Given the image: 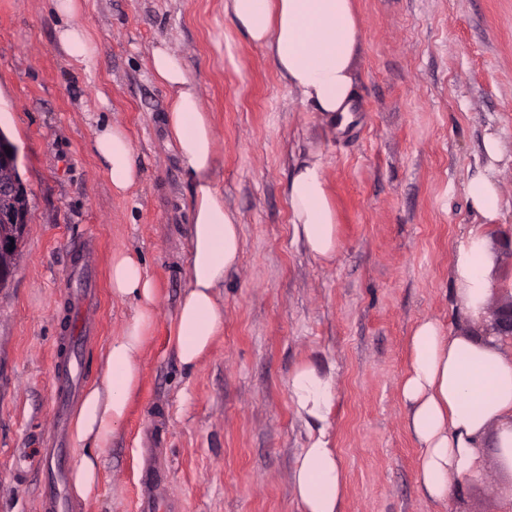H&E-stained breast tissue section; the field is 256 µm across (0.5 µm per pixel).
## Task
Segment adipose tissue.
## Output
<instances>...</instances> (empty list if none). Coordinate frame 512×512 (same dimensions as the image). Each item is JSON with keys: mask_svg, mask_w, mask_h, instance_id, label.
Returning <instances> with one entry per match:
<instances>
[{"mask_svg": "<svg viewBox=\"0 0 512 512\" xmlns=\"http://www.w3.org/2000/svg\"><path fill=\"white\" fill-rule=\"evenodd\" d=\"M53 9L70 20L58 33L60 52L79 65L98 58L99 46L81 20L79 0H53ZM224 13L249 42L265 50L305 105L329 121L352 122L351 64L361 39L353 0H224ZM149 70L169 92L167 132L194 180L188 286L172 329L179 361L191 368L224 329L216 291L240 262L244 241L235 214L213 183L212 125L182 58L167 46L153 47ZM93 149L113 191L125 193L138 182L135 152L122 127L99 128ZM287 197L295 238L313 256L333 258L340 242L320 154L295 166ZM491 264L489 235L471 228L459 241L452 264L456 297L471 332L450 336L438 322L425 320L409 338L411 366L400 392L407 428L420 449L421 487L437 502L447 501L464 481L483 475L480 447L485 436L493 438L498 468L512 474V346L484 329L496 286ZM110 286L113 297L133 300L135 310L107 345L99 379L84 391L76 410L73 436L84 453L73 471L72 489L81 503L98 490V452L111 444L139 386L137 357L158 301L139 256L127 251L112 257ZM288 390L293 410L308 430L292 477L301 512H341L346 473L329 439L336 373L311 362L297 364Z\"/></svg>", "mask_w": 512, "mask_h": 512, "instance_id": "obj_1", "label": "adipose tissue"}]
</instances>
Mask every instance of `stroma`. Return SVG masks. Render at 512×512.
<instances>
[{"instance_id": "1", "label": "stroma", "mask_w": 512, "mask_h": 512, "mask_svg": "<svg viewBox=\"0 0 512 512\" xmlns=\"http://www.w3.org/2000/svg\"><path fill=\"white\" fill-rule=\"evenodd\" d=\"M101 55L72 64L57 48L52 0H0V131L16 149L31 211L22 259L0 288V512H35L52 416L54 355L68 292L93 288L98 327L86 384L132 315L113 298V252L133 251L154 278L155 322L139 355L140 388L109 447L99 494L69 512H138L146 472L165 478L170 512H301L292 475L307 439L288 376L308 361L336 370L331 440L347 472L342 512H502L512 475L485 446L482 477L437 502L423 494L401 383L423 320L468 327L450 275L476 224L512 226V0H355L354 122L338 128L302 103L224 0H80ZM196 81L214 136L213 181L236 214L244 251L224 278V331L185 369L170 342L188 286L193 186L164 123L168 93L148 68L159 42ZM121 126L140 168L115 194L93 152ZM501 142L491 160L487 134ZM319 152L340 247L312 256L295 240L286 193L295 164ZM498 186L486 221L467 188Z\"/></svg>"}]
</instances>
